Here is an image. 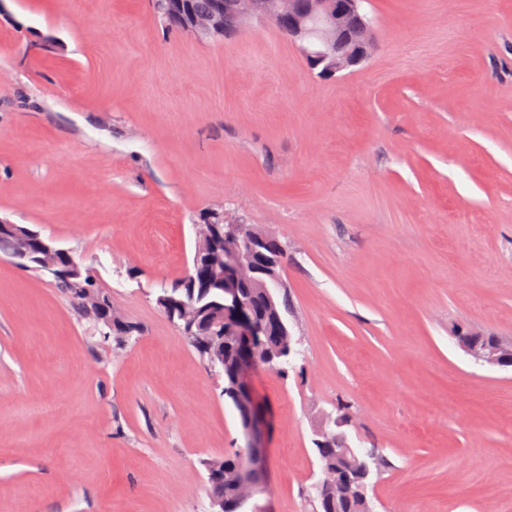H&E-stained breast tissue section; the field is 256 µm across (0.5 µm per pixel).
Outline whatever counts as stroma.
<instances>
[{"instance_id":"obj_1","label":"stroma","mask_w":512,"mask_h":512,"mask_svg":"<svg viewBox=\"0 0 512 512\" xmlns=\"http://www.w3.org/2000/svg\"><path fill=\"white\" fill-rule=\"evenodd\" d=\"M363 66L317 78L253 22L166 30L151 0H0V218L90 267L140 332L104 341L0 254V512H210L236 409L155 296L223 210L284 245L300 350L253 378L258 512H312L342 405L390 466L374 512H512V0H365Z\"/></svg>"}]
</instances>
